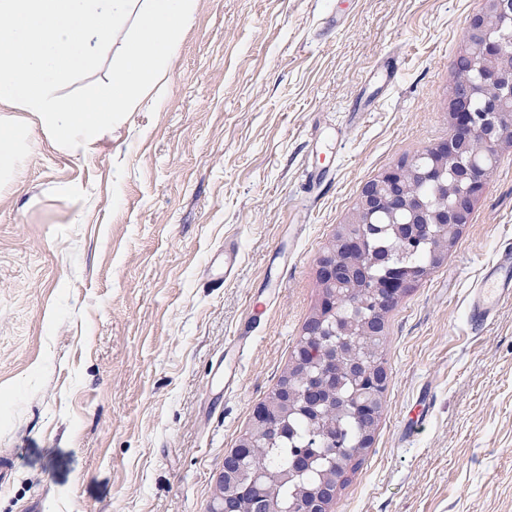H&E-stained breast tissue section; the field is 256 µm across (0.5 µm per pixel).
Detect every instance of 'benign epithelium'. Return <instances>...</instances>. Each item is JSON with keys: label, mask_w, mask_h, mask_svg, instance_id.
<instances>
[{"label": "benign epithelium", "mask_w": 512, "mask_h": 512, "mask_svg": "<svg viewBox=\"0 0 512 512\" xmlns=\"http://www.w3.org/2000/svg\"><path fill=\"white\" fill-rule=\"evenodd\" d=\"M462 58L449 86L448 140L424 149L368 183L353 221L340 228L318 259L325 304L304 329L288 381L256 408L252 430L239 448L224 456V489L210 502L209 512H239V499L245 494L240 478L247 467V456L241 449L263 447V432L282 410L309 408L325 418L330 416L336 395L329 392L328 385L336 369L305 364L304 350L317 336L328 340L347 334L348 320L336 318V307L350 301L368 309L361 314L362 329L353 347L342 355L347 358V376L352 384L351 403L361 420L357 447H371L388 384L387 372L376 360L377 344L384 338L382 314L411 287L412 276L396 268L386 269L380 278L370 275V268L387 265V258L367 255V230L376 213L400 217L402 243L431 241L438 256L451 247L453 233L468 223L494 169L498 148L512 142V0H484L483 10L471 17L464 31ZM418 180L438 184L436 200L424 202L419 198ZM317 441L330 448V464L341 470L350 448L328 425L313 433L311 442ZM250 481L252 512H272L265 499L263 472L251 471ZM335 500L336 495L324 483L310 492L308 505L301 512H332Z\"/></svg>", "instance_id": "7a95c632"}]
</instances>
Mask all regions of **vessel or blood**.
<instances>
[{
    "label": "vessel or blood",
    "mask_w": 512,
    "mask_h": 512,
    "mask_svg": "<svg viewBox=\"0 0 512 512\" xmlns=\"http://www.w3.org/2000/svg\"><path fill=\"white\" fill-rule=\"evenodd\" d=\"M507 301H512V250L508 249L485 267L481 282L471 293L469 314L472 322L475 326H483Z\"/></svg>",
    "instance_id": "obj_1"
}]
</instances>
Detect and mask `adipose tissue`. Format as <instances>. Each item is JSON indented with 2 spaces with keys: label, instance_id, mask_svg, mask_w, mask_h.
I'll use <instances>...</instances> for the list:
<instances>
[{
  "label": "adipose tissue",
  "instance_id": "obj_1",
  "mask_svg": "<svg viewBox=\"0 0 512 512\" xmlns=\"http://www.w3.org/2000/svg\"><path fill=\"white\" fill-rule=\"evenodd\" d=\"M194 0H0V162L13 160L32 128L67 151H92L103 133L162 77ZM115 48L109 80L84 102L65 103L58 83L95 69Z\"/></svg>",
  "mask_w": 512,
  "mask_h": 512
}]
</instances>
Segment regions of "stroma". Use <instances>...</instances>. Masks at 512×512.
<instances>
[{"mask_svg":"<svg viewBox=\"0 0 512 512\" xmlns=\"http://www.w3.org/2000/svg\"><path fill=\"white\" fill-rule=\"evenodd\" d=\"M484 0H196L166 75L93 152L32 130L0 188V512H205L324 300L363 187L447 140ZM99 67L58 87L79 103ZM395 59L397 78L371 80ZM234 247L237 264L216 263ZM512 144L384 314L389 377L335 512H512ZM506 301H512V250L508 249L484 268L481 282L472 290L469 314L474 325L482 327Z\"/></svg>","mask_w":512,"mask_h":512,"instance_id":"35a3bbf8","label":"stroma"}]
</instances>
